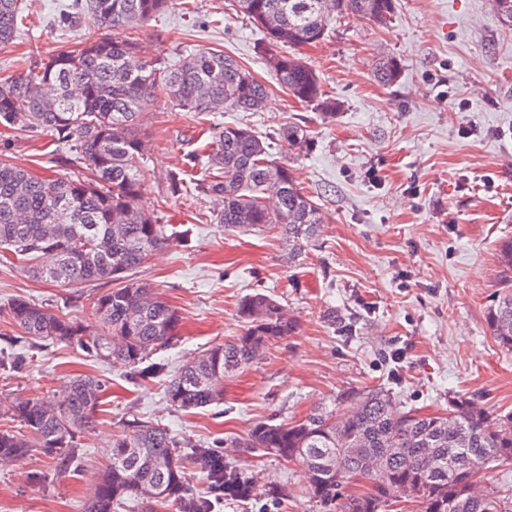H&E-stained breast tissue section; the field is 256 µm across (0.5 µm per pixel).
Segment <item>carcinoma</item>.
<instances>
[{
	"mask_svg": "<svg viewBox=\"0 0 512 512\" xmlns=\"http://www.w3.org/2000/svg\"><path fill=\"white\" fill-rule=\"evenodd\" d=\"M171 0H73L58 23L103 29L74 49L63 47L32 69L0 83V126L44 132L67 143L90 172L85 180L38 177L0 162V263L22 266L61 285L125 280L93 299L99 328L87 332L77 320L24 298L7 316L24 335L75 343L82 349L148 377L159 366L153 352L177 338L178 311L150 285L129 277L168 240L167 228L142 201L145 144L139 119L158 97L185 112H258L269 88L221 50L198 48L178 63L142 57L127 30L142 26ZM233 10L262 28L274 45L263 48L277 83L326 118L337 104L324 97L320 80L298 48L322 40L337 19L361 17L384 26L394 0H232ZM23 22L18 0H0V45L10 43ZM377 79L400 76L396 59L375 64ZM278 137L299 151L309 143L306 127L291 124ZM195 188L217 203V223L227 231L276 228L296 257L322 223L315 202L303 192L294 169L275 160L267 138L253 128L227 125L215 136L207 166ZM241 332L188 361L166 386L170 406L204 408L224 398V380L255 362L271 342L295 329L282 305L255 292L240 299ZM492 335L512 348V291L498 296L487 314ZM106 385L96 376L70 379L51 397L16 396L0 417V462L39 448L61 467H72L78 436L91 427ZM304 467L309 494L324 512H401L398 493L413 512H512V496L493 486L476 490L495 463L512 461V413L492 416L472 402L450 403L445 414L392 411L382 389L353 394L332 409L320 408L297 423L260 421L239 441ZM179 442L159 424L133 422L116 438L108 465L91 488L84 512H115L141 500L207 512L189 496ZM194 458L224 481V498L245 499L253 486L242 473L199 449ZM366 481L360 494L346 485Z\"/></svg>",
	"mask_w": 512,
	"mask_h": 512,
	"instance_id": "carcinoma-1",
	"label": "carcinoma"
}]
</instances>
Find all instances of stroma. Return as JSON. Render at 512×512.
<instances>
[{"label": "stroma", "instance_id": "35a3bbf8", "mask_svg": "<svg viewBox=\"0 0 512 512\" xmlns=\"http://www.w3.org/2000/svg\"><path fill=\"white\" fill-rule=\"evenodd\" d=\"M21 2L25 25L0 46V80L93 34L58 27L70 0ZM394 2L387 27L346 17L302 47L325 96L339 105L331 120L276 85L258 51L264 33L232 14L228 0H178L132 31L148 59L174 63L187 48L224 51L270 93L260 112H184L161 97L141 116L142 195L169 240L134 277L181 316L178 339L151 357L162 374L134 378L77 345L30 339L4 314L25 298L93 332L92 300L109 282L67 287L0 265V401L47 397L79 374L109 385L95 424L79 437V471L60 470L37 448L0 463V512H83L113 438L137 419L211 449L251 477V498L214 503V512H321L300 466L237 447L254 423L294 422L379 386L398 412L439 414L453 397L512 412V348L486 321L512 281L497 255L499 242L512 238V33L494 19L491 0ZM386 57L401 66L391 86L373 71ZM239 123L273 138L274 157L292 166L321 209L323 222L299 257L289 258L279 231H225L214 200L183 177L202 133ZM293 123L306 126L308 149L275 140ZM0 161L38 176L82 172L73 149L27 128L0 129ZM257 289L280 301L294 332L225 380L222 404L171 407L167 381L240 333L237 302ZM332 311L353 320L352 333L329 324Z\"/></svg>", "mask_w": 512, "mask_h": 512}]
</instances>
